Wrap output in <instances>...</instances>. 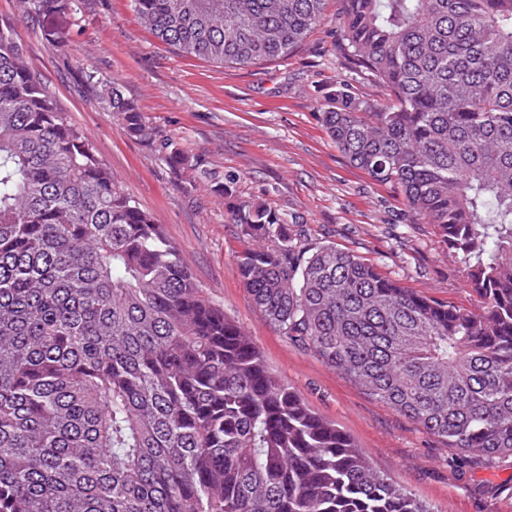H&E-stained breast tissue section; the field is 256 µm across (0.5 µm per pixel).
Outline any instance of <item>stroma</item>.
Segmentation results:
<instances>
[{
    "instance_id": "stroma-1",
    "label": "stroma",
    "mask_w": 512,
    "mask_h": 512,
    "mask_svg": "<svg viewBox=\"0 0 512 512\" xmlns=\"http://www.w3.org/2000/svg\"><path fill=\"white\" fill-rule=\"evenodd\" d=\"M339 9L340 0H327L323 23L288 56L232 67L158 40L141 24L132 0H79L65 53L42 38L37 21L20 16L19 0H0V15L14 18L62 118L85 134L125 193L161 225L267 366L366 450L378 471L435 512H512V459L460 455L379 403L269 325L239 278L240 228L216 191L229 177L237 199L285 216L289 233L307 249L331 243L418 294L478 305L438 227L405 221L397 192L352 166L321 126L319 114L340 85L371 100L385 94L340 55ZM87 69L134 100L155 129V142L124 133L98 87L84 80ZM167 139L192 166L167 163L160 146Z\"/></svg>"
}]
</instances>
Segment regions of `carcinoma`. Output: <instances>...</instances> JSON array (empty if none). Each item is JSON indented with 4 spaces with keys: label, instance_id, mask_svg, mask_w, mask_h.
I'll return each instance as SVG.
<instances>
[{
    "label": "carcinoma",
    "instance_id": "cac0c4a2",
    "mask_svg": "<svg viewBox=\"0 0 512 512\" xmlns=\"http://www.w3.org/2000/svg\"><path fill=\"white\" fill-rule=\"evenodd\" d=\"M78 0H20L48 21ZM345 84L319 113L356 168L435 224L476 310L281 214L229 210L238 273L290 342L460 453L512 457V0H342ZM163 43L227 66L285 57L325 0H133ZM102 99L152 141L116 84ZM175 167L191 165L164 143ZM0 512H434L273 374L179 248L58 114L0 16Z\"/></svg>",
    "mask_w": 512,
    "mask_h": 512
}]
</instances>
